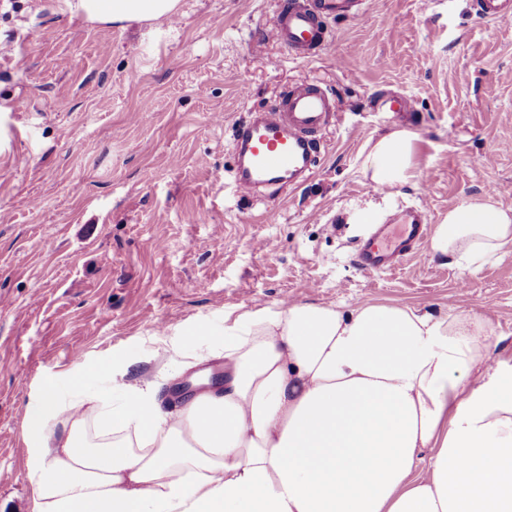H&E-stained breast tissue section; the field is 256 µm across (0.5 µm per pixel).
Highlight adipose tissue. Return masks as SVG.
<instances>
[{
  "instance_id": "obj_1",
  "label": "adipose tissue",
  "mask_w": 512,
  "mask_h": 512,
  "mask_svg": "<svg viewBox=\"0 0 512 512\" xmlns=\"http://www.w3.org/2000/svg\"><path fill=\"white\" fill-rule=\"evenodd\" d=\"M180 3L69 6L113 25ZM414 156L413 133L397 130L361 170L391 189ZM510 245L512 207L492 199L449 209L431 238L467 271ZM490 336L486 321L404 304L225 311L224 382L177 414L110 368L42 385L24 416L29 512H512V377Z\"/></svg>"
}]
</instances>
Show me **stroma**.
I'll return each mask as SVG.
<instances>
[{"mask_svg":"<svg viewBox=\"0 0 512 512\" xmlns=\"http://www.w3.org/2000/svg\"><path fill=\"white\" fill-rule=\"evenodd\" d=\"M279 6L181 0L174 19L123 28L64 0H0V512H27L22 422L45 380L110 366L168 403L224 360H171L163 339L221 335L228 309L287 297L463 314L512 365V246L474 273L426 248L384 273L353 262L400 208L436 225L488 195L512 206V22L479 19L470 0H366L364 20L330 21V54L300 60L266 36ZM298 82L336 99L316 170L241 196L236 129ZM380 93L411 111H379ZM399 129L416 137L413 175L374 194L362 154Z\"/></svg>","mask_w":512,"mask_h":512,"instance_id":"stroma-1","label":"stroma"}]
</instances>
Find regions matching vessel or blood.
I'll use <instances>...</instances> for the list:
<instances>
[{
    "mask_svg": "<svg viewBox=\"0 0 512 512\" xmlns=\"http://www.w3.org/2000/svg\"><path fill=\"white\" fill-rule=\"evenodd\" d=\"M365 0H284L268 29L269 37L290 55L312 59L331 49L326 23L360 20ZM476 15L493 22H512V0H472ZM336 102L315 83H294L276 104L239 125L234 181L244 196L267 187L292 188L315 171L318 134L331 122ZM430 221L425 211L403 209L394 223L374 225L358 246L353 262L367 273L390 271L418 254Z\"/></svg>",
    "mask_w": 512,
    "mask_h": 512,
    "instance_id": "vessel-or-blood-1",
    "label": "vessel or blood"
}]
</instances>
